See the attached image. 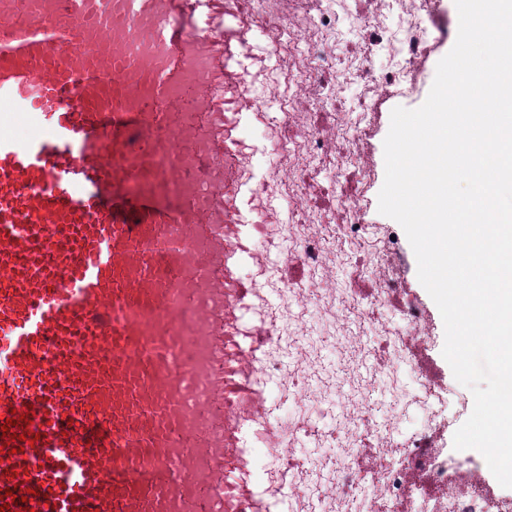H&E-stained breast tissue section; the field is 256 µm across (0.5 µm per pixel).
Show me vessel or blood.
Wrapping results in <instances>:
<instances>
[{
  "instance_id": "b4317fda",
  "label": "vessel or blood",
  "mask_w": 512,
  "mask_h": 512,
  "mask_svg": "<svg viewBox=\"0 0 512 512\" xmlns=\"http://www.w3.org/2000/svg\"><path fill=\"white\" fill-rule=\"evenodd\" d=\"M0 16V505L9 512H247L260 491L244 450L274 430L255 369L270 343L246 324L254 286L238 270L269 260L261 209L274 197L239 168L255 116L243 102L268 53L254 52L236 0H11ZM138 27L152 60L102 54L114 18ZM205 49L223 97L200 93L223 223L193 200L154 207L151 158L169 145L168 107L188 57ZM130 81L115 80L116 71ZM34 127L13 133L11 120ZM141 209L118 220L112 189ZM188 223V234L168 227ZM209 349L204 428L181 410Z\"/></svg>"
}]
</instances>
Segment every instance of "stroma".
<instances>
[{
	"instance_id": "1",
	"label": "stroma",
	"mask_w": 512,
	"mask_h": 512,
	"mask_svg": "<svg viewBox=\"0 0 512 512\" xmlns=\"http://www.w3.org/2000/svg\"><path fill=\"white\" fill-rule=\"evenodd\" d=\"M367 0H344L337 10L336 65L344 70L341 91L336 99L337 106L352 108L361 95V81L346 67L352 52L362 47V33L354 19L357 13L368 10ZM434 23L429 30L435 41L425 58L414 73H406L403 64L390 50L376 48L365 57L363 65L374 72L397 71L401 80L413 84L409 93L390 91L379 94L360 126L363 130L362 149L371 170L370 178L352 181L348 175H334L330 168H323L322 178L326 186L325 192L319 194L316 203L325 210L338 208L343 193L359 195L361 198V221L367 232L379 231L390 237L391 246L396 253L397 273L401 287L393 301L383 307L379 318L397 334L405 333L407 322L403 308L407 302L417 303L424 311L430 335L413 352L412 358L406 359L398 371V382L407 388L409 395L405 400H397L387 387H378L372 400L375 404V417L385 420L392 414H399L400 425L394 434L397 442H404L413 432L418 430L425 416L422 413L418 398L419 393L414 383V364H421L435 384L437 397L431 406L439 416V423L433 435L432 450L436 456L447 457L458 454L459 458L480 464L481 480L486 489L499 497H512V488L502 487L489 469L483 468L482 455L473 449L455 451L453 437L455 431L468 418V411L459 410L458 398H471V391L459 384L452 370L442 355L445 342L444 324L438 307L421 285L417 276V261L412 247L402 227L395 220L383 216L378 211V194L385 178L383 141L389 131L390 114L393 108L401 106L415 109L426 100L434 81L436 65L453 47L456 40L457 8L455 0H432L429 12ZM297 47L290 42H282L278 48L280 61L272 66L269 86H276L275 98H269L267 109L271 112L284 113L288 110V95L294 86V72L282 64L283 58L297 55ZM269 86H257L256 93L267 96Z\"/></svg>"
}]
</instances>
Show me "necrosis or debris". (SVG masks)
I'll return each instance as SVG.
<instances>
[{"mask_svg": "<svg viewBox=\"0 0 512 512\" xmlns=\"http://www.w3.org/2000/svg\"><path fill=\"white\" fill-rule=\"evenodd\" d=\"M374 14L359 17L361 26L370 27L383 13L398 12L406 21L407 35L398 47L406 67L419 65L427 49V33L421 25L430 0H372ZM286 0H267L265 17L273 29L274 42L292 39L302 44L299 58L290 60L296 73L295 91L288 102L283 123L271 136L282 146L278 164L268 173L273 193H288L294 205L287 216H275L271 233L297 240L301 246L294 259L306 267L304 278L290 281L287 292L297 314L315 311L340 322L342 336L332 337V345L342 350V377L325 374L313 341L305 339L303 322H295V352L291 363H283L279 343H272L260 364L261 375H280L285 392L292 396L299 410L297 420L289 422L285 433L289 447L276 448L279 464L288 469L305 471L304 461L291 448L300 436H308L324 447L342 449L343 459L336 477L314 485L299 482L295 495L303 512H395L418 464L430 467V484L437 494L440 512H512V499L486 493L473 466L455 458L438 459L431 453L428 435L410 438L402 447H394L389 435L379 433L372 420L370 390L376 373L364 372L367 361H378L381 369H390L388 359L380 357L381 346L413 351L427 327L421 309L413 304L404 308L411 328L409 335L394 337L385 330L375 335L364 333L365 322L389 303L398 287L394 260L389 247L372 240L360 219L358 203L323 215L311 206L317 188L311 178L310 165L318 158L336 163L346 171L364 170V155L359 135L350 119L339 118L331 130L316 129L312 115L335 104L336 12L331 4L316 12H286ZM350 242L361 256L360 274L369 277L377 291L368 301H359L339 287L333 277L336 250ZM350 387V403L341 409L337 429L322 432L311 426L308 417L314 407L325 402L341 383Z\"/></svg>", "mask_w": 512, "mask_h": 512, "instance_id": "1", "label": "necrosis or debris"}]
</instances>
